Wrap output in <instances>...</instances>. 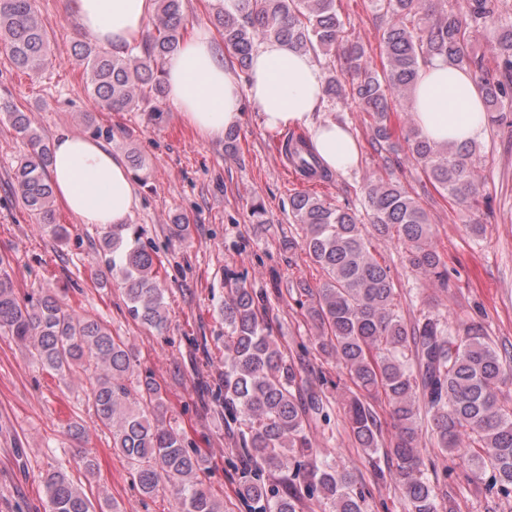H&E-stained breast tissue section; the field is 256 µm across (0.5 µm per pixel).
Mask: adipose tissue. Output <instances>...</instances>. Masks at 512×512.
<instances>
[{
  "label": "adipose tissue",
  "instance_id": "obj_1",
  "mask_svg": "<svg viewBox=\"0 0 512 512\" xmlns=\"http://www.w3.org/2000/svg\"><path fill=\"white\" fill-rule=\"evenodd\" d=\"M152 9L153 0H69L80 28L115 48L141 40ZM164 79L168 103L201 140L222 139L227 129L240 126L248 101L269 130L308 126L313 151L331 171L358 163L359 146L347 128L332 120L313 122L323 101L321 70L285 43L263 42L243 80L225 67L213 32L199 25L167 57ZM413 106L417 125L431 142L462 144L483 134L478 87L470 74L442 59L421 68ZM49 175L58 200L80 223L102 229L123 224L139 205L125 159L101 141L57 131Z\"/></svg>",
  "mask_w": 512,
  "mask_h": 512
}]
</instances>
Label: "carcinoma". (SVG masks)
Segmentation results:
<instances>
[{
	"instance_id": "cac0c4a2",
	"label": "carcinoma",
	"mask_w": 512,
	"mask_h": 512,
	"mask_svg": "<svg viewBox=\"0 0 512 512\" xmlns=\"http://www.w3.org/2000/svg\"><path fill=\"white\" fill-rule=\"evenodd\" d=\"M183 0H155L153 29L140 45L106 49L90 38L78 43L77 59L89 74L91 95L103 108L132 112L148 99L164 96L159 66L183 40ZM382 20V67L367 60L365 49L344 46L345 70L331 75L324 92L350 90L370 119L371 144L389 154L406 148L428 181L443 196L471 211L481 186L473 176L476 144L436 146L415 121L396 134L392 99L412 95L420 68L435 58L473 70L485 120L507 118L512 107V27L502 31L494 66L469 53L470 24L494 20V0H371ZM214 25L224 48L247 74L258 44L288 43L294 50L327 54L345 39L336 0H220ZM0 49L12 64L33 75L49 61V23L36 0H0ZM30 146L14 169V189L23 205L55 237V195L48 178L50 144L17 106L0 108ZM296 167L317 180L332 173L320 166L307 139L288 141ZM296 223L303 225L302 250L322 270L316 289L302 286L308 319L317 329L315 350L346 370L355 390L345 395L344 418L351 435L371 458L383 452L392 469L372 463L374 477L389 473L401 484L407 512H440L427 465L418 448L422 400L441 452L462 456L475 480L492 471L486 491L512 493V402L503 394L506 368L498 347L482 326L459 331L437 318L407 323L397 312L391 270L372 252L365 224L379 239L404 246L419 276L448 284L428 212L421 199L398 182L377 178L365 189L367 222L348 209L311 193L290 200ZM100 248L110 255V270L130 314L161 331L167 314L157 257L131 224L104 231ZM8 258L0 255V330L21 342L45 369L57 375L98 371L93 389L98 422L112 433V447L130 462L142 496L169 492L176 512H223L200 479L205 459L189 451L183 437L164 424L165 399L150 376L134 375L131 347L101 320L70 310L51 290L37 299L20 297ZM224 372L215 400L242 459L238 495L250 512H303L316 501L323 512H364V495L349 472L313 458L307 422L322 398L305 388L301 362L287 355L266 322L265 297L236 279L224 299ZM389 407L395 433L380 450V424L373 402ZM280 475V487L266 485L265 474ZM51 512H103L81 484L56 471L44 480Z\"/></svg>"
}]
</instances>
